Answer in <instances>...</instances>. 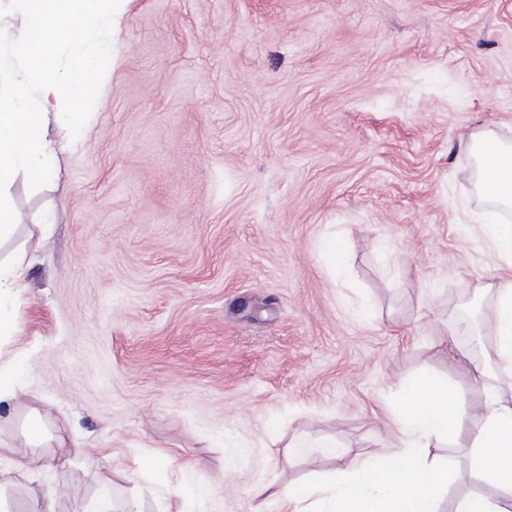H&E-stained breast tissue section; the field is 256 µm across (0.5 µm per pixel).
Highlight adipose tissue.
<instances>
[{"instance_id": "ef3b65f1", "label": "adipose tissue", "mask_w": 512, "mask_h": 512, "mask_svg": "<svg viewBox=\"0 0 512 512\" xmlns=\"http://www.w3.org/2000/svg\"><path fill=\"white\" fill-rule=\"evenodd\" d=\"M112 0H22L25 18L21 38L0 47V77L13 79L0 91V244L13 238L15 215L7 185L16 175L33 184L49 181L57 153L79 136L87 96L98 80L100 52L78 54L73 76L61 74L53 62L58 44L80 33L111 28ZM67 117L58 133L49 124L59 108ZM476 189L504 210L512 209V144L491 131L471 134ZM485 242L511 273L494 284L493 373H480L482 401L470 410L451 383L425 378L402 392L406 405L394 418L403 440L374 462L337 455L330 480L280 496L278 512H439V495L455 478L448 463H429L425 448L459 445L469 436L468 469L493 486L490 495L477 493L461 500L455 512H512V397H505L492 375L512 378V224L486 225ZM25 255L0 257V339L13 335L15 320L8 309L12 292L26 280ZM18 372L0 366V428L19 425L30 447L65 448L53 437L38 410L22 413L15 382ZM474 433H467L468 421Z\"/></svg>"}]
</instances>
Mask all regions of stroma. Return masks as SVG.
<instances>
[{"mask_svg": "<svg viewBox=\"0 0 512 512\" xmlns=\"http://www.w3.org/2000/svg\"><path fill=\"white\" fill-rule=\"evenodd\" d=\"M106 39L53 178L8 189L29 269L0 361L71 449L31 482L0 430L17 512L105 488L117 512H254V488L328 478L323 447L382 456L407 381L480 401L506 268L466 138L512 141V0H119L83 36ZM472 309L477 335H449ZM466 454L429 451L457 468L443 512L482 490Z\"/></svg>", "mask_w": 512, "mask_h": 512, "instance_id": "stroma-1", "label": "stroma"}]
</instances>
